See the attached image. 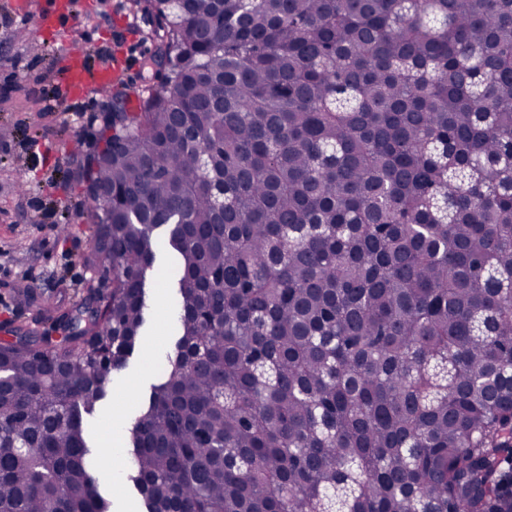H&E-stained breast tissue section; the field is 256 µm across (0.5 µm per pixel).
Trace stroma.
Segmentation results:
<instances>
[{
	"mask_svg": "<svg viewBox=\"0 0 512 512\" xmlns=\"http://www.w3.org/2000/svg\"><path fill=\"white\" fill-rule=\"evenodd\" d=\"M16 2L0 0V321L11 319L44 333L50 323L37 320L38 311L75 306L89 285L101 281L86 261L94 227L81 214L84 189L74 172L81 154L98 144L108 93L98 87L77 105L54 108L66 63L52 32H72L94 58L121 52L127 59L124 83L135 93L147 84L143 65L154 47L135 0H85L77 20L58 13L56 0H24L22 20ZM45 12L53 14V26H39ZM176 262L175 253L164 249L148 271L144 331L96 413L100 471L113 462L104 437L113 424L127 426L138 413L151 384L162 378L163 354L175 349L169 304L176 291ZM22 288L31 303L20 302ZM116 409L122 414L117 422L112 419Z\"/></svg>",
	"mask_w": 512,
	"mask_h": 512,
	"instance_id": "obj_1",
	"label": "stroma"
}]
</instances>
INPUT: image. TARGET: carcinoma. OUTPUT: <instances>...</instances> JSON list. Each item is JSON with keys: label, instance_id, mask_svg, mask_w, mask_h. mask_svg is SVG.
I'll return each mask as SVG.
<instances>
[{"label": "carcinoma", "instance_id": "obj_1", "mask_svg": "<svg viewBox=\"0 0 512 512\" xmlns=\"http://www.w3.org/2000/svg\"><path fill=\"white\" fill-rule=\"evenodd\" d=\"M136 2L169 75L136 111L116 86L81 158L109 291L0 326V512H111L85 417L162 227L146 512H512V0Z\"/></svg>", "mask_w": 512, "mask_h": 512}]
</instances>
